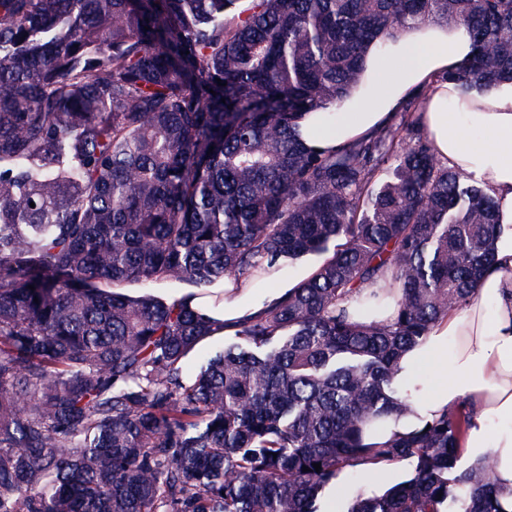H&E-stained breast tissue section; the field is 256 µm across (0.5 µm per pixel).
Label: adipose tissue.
<instances>
[{
    "label": "adipose tissue",
    "mask_w": 512,
    "mask_h": 512,
    "mask_svg": "<svg viewBox=\"0 0 512 512\" xmlns=\"http://www.w3.org/2000/svg\"><path fill=\"white\" fill-rule=\"evenodd\" d=\"M474 46L461 24L428 21L403 29L367 55L363 81L335 110L302 114L300 141L309 148L331 150L385 126L419 87L443 72L463 68ZM418 118L435 152L449 167L471 175L512 215V82L460 94L452 84L437 86ZM315 266L283 271L269 288L243 278L222 287L194 292L169 289L170 302L187 303L215 335L234 331L244 318L263 312L291 288L310 279ZM402 375L415 399L413 416L368 430L373 443L413 429L418 421L466 406L472 425L464 446L473 457L491 454L512 504V236L498 243L493 263L478 282L477 298L449 311L425 343L402 358ZM498 429H490V421Z\"/></svg>",
    "instance_id": "adipose-tissue-1"
}]
</instances>
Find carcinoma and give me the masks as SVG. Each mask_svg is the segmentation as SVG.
I'll list each match as a JSON object with an SVG mask.
<instances>
[{
	"label": "carcinoma",
	"instance_id": "obj_1",
	"mask_svg": "<svg viewBox=\"0 0 512 512\" xmlns=\"http://www.w3.org/2000/svg\"><path fill=\"white\" fill-rule=\"evenodd\" d=\"M427 21L471 30L469 66L368 137L299 142L372 43ZM503 80L512 0H0V512H322L341 475L404 462L345 512H507L493 460L458 465L466 407L364 440L412 414L403 354L512 230L414 114ZM308 255L219 343L155 292ZM389 277L396 311L364 319Z\"/></svg>",
	"mask_w": 512,
	"mask_h": 512
}]
</instances>
